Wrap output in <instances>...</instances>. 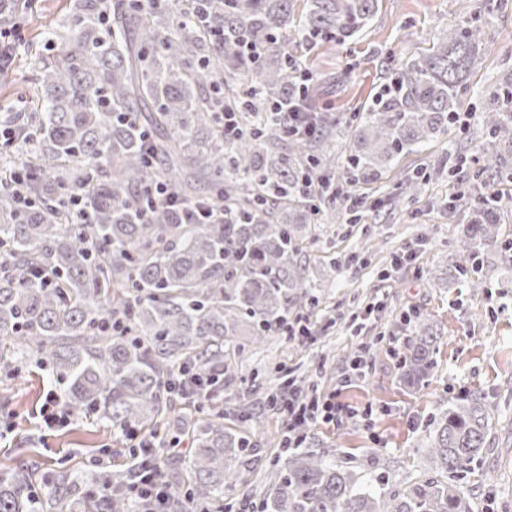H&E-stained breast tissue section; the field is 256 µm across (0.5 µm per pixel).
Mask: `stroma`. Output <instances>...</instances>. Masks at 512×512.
I'll return each mask as SVG.
<instances>
[{
    "instance_id": "35a3bbf8",
    "label": "stroma",
    "mask_w": 512,
    "mask_h": 512,
    "mask_svg": "<svg viewBox=\"0 0 512 512\" xmlns=\"http://www.w3.org/2000/svg\"><path fill=\"white\" fill-rule=\"evenodd\" d=\"M483 28L484 61L469 79L462 105L466 122L388 163L373 183L353 185L362 204L359 221H323L310 246L315 304L301 303L318 326L313 345L287 335L260 352L244 355L237 378L224 389L226 407L255 406L260 388L273 389L288 375L314 383L318 393L336 389L355 419L334 428L313 425L309 449L328 453L370 489L398 486L417 474L428 450L431 423L449 405L481 396L492 418L494 441L458 482L470 492L474 512H512V182L478 184L472 175L483 163L482 100L485 92L512 75V0H378L376 14L355 40L308 52L295 48L317 106L330 107L339 124L338 165H348L354 144L351 119L389 83L400 59L425 53L448 29L471 20ZM14 37L20 48L0 104L24 108V90L34 79L35 53H52L41 28L24 21ZM426 170L412 203L396 204L392 192L401 178ZM504 207L496 243L466 250L471 216L487 193ZM417 256L395 264L407 249ZM451 265L468 268L469 278H440ZM429 323L437 337V365L419 389L398 383V354L413 334L406 321ZM369 347L370 372L338 389L347 368L345 354ZM51 385L28 368L0 377V421L12 427L0 441V467L28 468L40 475L87 468L91 457L111 449L112 466L125 460L124 447L96 418L45 431L33 410ZM287 428L281 413L268 415L254 435L249 465L236 473L240 512H252L281 453Z\"/></svg>"
}]
</instances>
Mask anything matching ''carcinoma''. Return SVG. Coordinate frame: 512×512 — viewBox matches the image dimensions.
Wrapping results in <instances>:
<instances>
[{
	"mask_svg": "<svg viewBox=\"0 0 512 512\" xmlns=\"http://www.w3.org/2000/svg\"><path fill=\"white\" fill-rule=\"evenodd\" d=\"M294 0H210L208 19L187 17L195 0L159 10L137 0H70L52 26L56 52L42 58L24 132L4 127L0 164V372L45 371L76 418L91 415L117 434H156L170 486L165 512H224L237 468L253 448L249 422L224 425L205 395L181 403L170 381L192 370L217 378L237 363L225 346L249 328L262 348L314 287L305 241L333 198L303 189L313 174L373 182L391 159L448 132L469 78L482 64L483 30L448 28L432 51L397 61L394 83L355 113L358 150L338 170L336 117L290 78ZM377 0H304L295 31L305 49L355 40ZM209 84L206 96L194 88ZM291 98L316 113L318 133L292 141L266 118ZM238 113L242 133L224 138L218 113ZM488 135L477 177H509L490 149L512 136V77L488 91ZM30 177L28 201L14 192ZM164 179L178 200L224 207V223L192 224L178 207L144 210V192ZM81 196L83 219L64 205ZM502 199L472 224L479 243L498 236ZM402 353L400 381L415 387L435 367L436 337L419 323ZM491 427L482 397L448 407L430 430L422 472L408 484L361 492L354 474L328 455L290 448L271 471L260 512H473L469 493L448 479L486 451ZM64 473L39 488L0 471V512H132L138 467Z\"/></svg>",
	"mask_w": 512,
	"mask_h": 512,
	"instance_id": "obj_1",
	"label": "carcinoma"
}]
</instances>
